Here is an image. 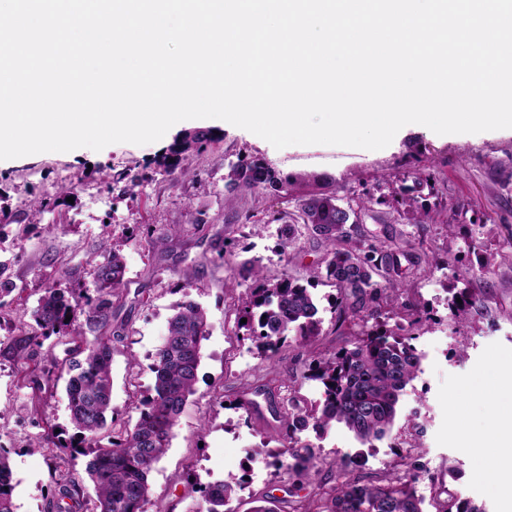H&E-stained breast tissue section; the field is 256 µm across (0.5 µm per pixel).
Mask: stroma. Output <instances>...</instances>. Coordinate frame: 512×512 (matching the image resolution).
I'll use <instances>...</instances> for the list:
<instances>
[{
  "mask_svg": "<svg viewBox=\"0 0 512 512\" xmlns=\"http://www.w3.org/2000/svg\"><path fill=\"white\" fill-rule=\"evenodd\" d=\"M195 131L210 132V141L189 150L180 169L166 168L165 154ZM253 159L288 178V192L232 191L231 165ZM120 172L127 178L119 182ZM63 182L74 187L72 201L33 214L34 201L53 196ZM0 194L16 217L0 228V262L6 266L0 276L16 285L4 298L14 318L0 322V444L11 450L16 512H49L63 476L85 477L84 457L70 456L59 444L62 431L72 428L65 363L94 333L43 341L26 360L17 359L9 344L27 336L42 289L65 287L61 263L100 259L107 245L120 250L127 274L112 305V424L103 438L139 418L174 305L197 302L210 323L195 392L150 477L145 512H199L203 487L241 476L248 482L232 500V512H250L252 498L265 495H294L309 504L331 491L355 456L365 481L387 483L396 476L397 454L413 442L421 444L424 463L447 492L485 512H512V502L479 478L478 458L452 428L458 411L471 432H494L497 378L512 367V247L503 243L512 234V129L443 138L409 128L379 151L330 145L279 150L221 120L194 119L151 144L0 160ZM321 194L374 198V205L357 213L361 238L403 240L417 264L440 254L448 265L426 277L412 271L406 276L412 298L433 324L415 341L421 368L384 444L367 448L340 424L301 433L314 460L298 474L286 470L293 450L279 435L268 402L287 396L276 385L282 378L294 381L298 396L317 399L316 386L302 378L303 365L350 346L351 329L323 310L314 342L283 347L274 361H265L236 332L239 293L232 288V270L248 263L271 278L303 277L320 266V239L306 233L296 247L281 248L277 217L292 211L296 199ZM171 225L177 228L173 237L166 234ZM487 261L491 272L475 277ZM466 288L483 292L486 304L457 322L448 301ZM261 378L273 381L271 396H258L246 412L231 408L238 391ZM33 438L40 447H29ZM264 443L278 451V460L246 465V449Z\"/></svg>",
  "mask_w": 512,
  "mask_h": 512,
  "instance_id": "35a3bbf8",
  "label": "stroma"
}]
</instances>
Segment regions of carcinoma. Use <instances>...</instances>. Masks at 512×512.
I'll list each match as a JSON object with an SVG mask.
<instances>
[{
  "instance_id": "1",
  "label": "carcinoma",
  "mask_w": 512,
  "mask_h": 512,
  "mask_svg": "<svg viewBox=\"0 0 512 512\" xmlns=\"http://www.w3.org/2000/svg\"><path fill=\"white\" fill-rule=\"evenodd\" d=\"M228 177L233 185L254 194L269 188L285 191L288 185L259 159L231 167ZM371 203L372 199L359 197L344 207L334 196H314L297 201L295 210L278 217L282 246H294L302 227L325 243L322 264L306 282L288 277L272 280L255 267L241 273L246 290L239 301L247 322L237 327L249 331L266 359L278 354L291 335L310 343L321 334L322 319L312 292L320 283L336 288L337 321L358 328L351 346L325 353L309 366L305 379L321 385L322 400L312 403L293 392L276 412L279 427L290 440L301 426L324 432L341 423L360 444L373 445L394 425L400 396L420 371L421 357L412 340L424 312L410 297V289L397 281L402 261H411L409 252L357 239L347 227L355 209H367ZM103 251L101 261L85 267L65 264L60 269L66 281L91 277L94 295L73 288L43 289L32 312L37 331L13 343L16 356L27 357L31 345L76 330L81 317L102 330L83 350V358L69 360L66 383L70 421L76 430L70 448L87 457L85 471L94 496L87 495L80 483L65 480L50 502L54 512H144L149 477L170 447L178 418L194 393L202 341L209 334L206 312L198 303L176 305L153 363L154 394L144 400L133 427L102 446L101 433L112 411V298L119 296L126 278L121 255L107 247ZM483 307L479 291H461L449 304L452 319L458 321ZM394 316L402 321L390 327L388 319ZM418 448L414 443L411 451L400 455L395 464L400 475L383 485L364 482L357 474L359 462L350 461L343 479L315 509L304 512H424V500L414 490L421 480L431 485L436 512H484L452 496L440 502L442 481L420 462ZM241 490L239 483L210 485L204 489L199 512H224ZM13 491L9 451L0 445V512H15Z\"/></svg>"
}]
</instances>
